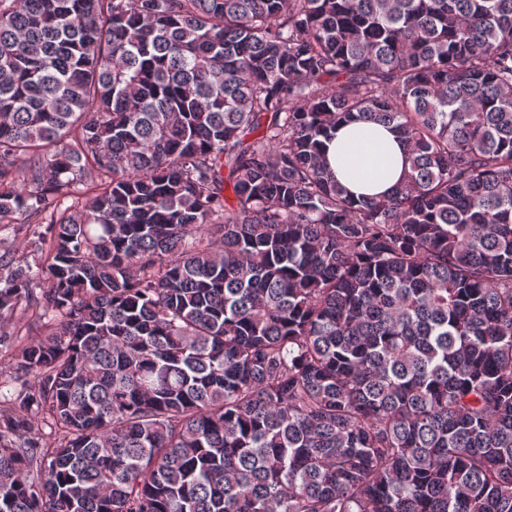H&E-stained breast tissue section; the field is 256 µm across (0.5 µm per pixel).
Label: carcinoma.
Returning a JSON list of instances; mask_svg holds the SVG:
<instances>
[{
    "label": "carcinoma",
    "instance_id": "cac0c4a2",
    "mask_svg": "<svg viewBox=\"0 0 512 512\" xmlns=\"http://www.w3.org/2000/svg\"><path fill=\"white\" fill-rule=\"evenodd\" d=\"M0 231L5 512H512V0H0ZM326 155L338 181L355 195H382L397 183L406 147L380 125L352 123L326 142ZM34 301L31 304L23 303L14 312V317L9 322L3 323V328L6 331H12L20 329L22 336L25 341L28 339H38L43 335L44 328L41 326V322L38 318L39 308L36 307Z\"/></svg>",
    "mask_w": 512,
    "mask_h": 512
}]
</instances>
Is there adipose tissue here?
Wrapping results in <instances>:
<instances>
[{"mask_svg": "<svg viewBox=\"0 0 512 512\" xmlns=\"http://www.w3.org/2000/svg\"><path fill=\"white\" fill-rule=\"evenodd\" d=\"M326 155L338 181L353 194L381 195L400 178L406 148L388 128L352 123L327 142Z\"/></svg>", "mask_w": 512, "mask_h": 512, "instance_id": "adipose-tissue-1", "label": "adipose tissue"}]
</instances>
